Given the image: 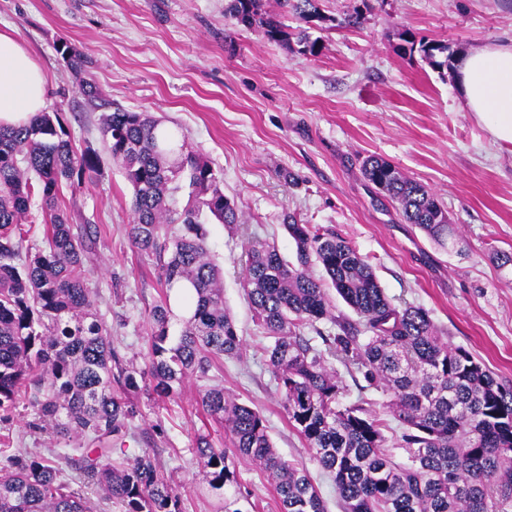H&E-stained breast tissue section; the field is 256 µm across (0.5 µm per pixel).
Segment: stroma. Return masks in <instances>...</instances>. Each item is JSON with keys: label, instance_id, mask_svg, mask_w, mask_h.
Segmentation results:
<instances>
[{"label": "stroma", "instance_id": "stroma-1", "mask_svg": "<svg viewBox=\"0 0 512 512\" xmlns=\"http://www.w3.org/2000/svg\"><path fill=\"white\" fill-rule=\"evenodd\" d=\"M318 4L336 19L360 12L361 23L320 31L316 56L226 18L225 0H0V28L16 29L35 54L47 74L46 109L59 113L77 148L102 150L101 111L62 62L63 42L90 62L113 106L162 118L222 173L241 224L209 225L208 242L246 345L259 329L241 288L244 244L270 240L294 257L284 229L293 216L348 241L367 257L394 304L428 310L451 345L512 384V269L496 259L512 253V145L493 142L462 110L453 70L464 55L512 45V0ZM405 30L447 44L449 67L434 69L409 51L400 38ZM371 155L436 193L456 230L454 248H440L405 223L396 204L363 177L360 164ZM61 207L96 235L85 270L116 353L127 367L145 368L147 314L162 284L128 238L130 185L107 158L95 184L64 188ZM211 376L260 412L278 452L303 463L328 512H340L334 482L289 425L264 357L224 359ZM196 388L190 379L170 399L134 393L139 414L125 446L132 456L154 449L185 512H224L223 492L203 478L196 438L208 434L220 448L230 442L196 405ZM34 418L31 407L18 404L0 422V439L32 452L56 447L49 434L31 428ZM236 492L255 512H280L273 486L254 465L238 464Z\"/></svg>", "mask_w": 512, "mask_h": 512}]
</instances>
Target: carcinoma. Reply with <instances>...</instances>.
I'll return each instance as SVG.
<instances>
[{
	"label": "carcinoma",
	"instance_id": "obj_1",
	"mask_svg": "<svg viewBox=\"0 0 512 512\" xmlns=\"http://www.w3.org/2000/svg\"><path fill=\"white\" fill-rule=\"evenodd\" d=\"M301 22L288 30L268 0H227L225 13L258 28L271 42L316 56L311 22H325L316 0H276ZM429 65L448 46L422 42ZM73 72L89 62L69 45L58 48ZM112 161L132 187L128 237L152 258L163 285L149 310L153 325L148 367L122 366L112 335L98 316L84 269L92 239L60 208L63 187L101 173L98 152L74 146L59 113L39 112L26 124L0 127V411L17 398L37 409L32 428L59 440L80 439V455L0 448V512H90L85 498L60 479L62 460L124 512H183L180 497L150 452L129 457L121 448L136 417L129 394L143 388L159 398L200 382L198 406L224 422L233 455L209 436L196 438L205 480L214 490L236 484L239 462L261 466L274 481L281 512H326L306 468L275 449L264 417L220 386L206 384L226 357L245 351L224 304V274L212 258L209 218L229 228L240 210L224 195L223 179L178 133L146 113L116 107L99 119ZM363 176L399 206L442 248L455 244L448 213L423 184L377 156L362 162ZM39 195L42 245L22 250L30 201ZM295 261L275 243L251 239L245 247L243 292L263 329L257 351L266 358L288 422L333 478L343 512H512V385L498 381L473 354L438 335L423 307L394 304L366 257L346 240L289 217ZM319 266L317 279L311 267ZM358 317L341 322L327 288ZM182 290L188 308L179 335H169L171 297ZM330 321L321 350L304 329ZM362 374L386 401L377 412L359 400L342 401L327 356ZM400 426L388 437L387 419Z\"/></svg>",
	"mask_w": 512,
	"mask_h": 512
}]
</instances>
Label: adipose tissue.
<instances>
[{"mask_svg": "<svg viewBox=\"0 0 512 512\" xmlns=\"http://www.w3.org/2000/svg\"><path fill=\"white\" fill-rule=\"evenodd\" d=\"M461 107L493 141L512 145V46L462 57L455 70ZM47 78L14 29H0V125L28 122L46 106Z\"/></svg>", "mask_w": 512, "mask_h": 512, "instance_id": "obj_1", "label": "adipose tissue"}]
</instances>
